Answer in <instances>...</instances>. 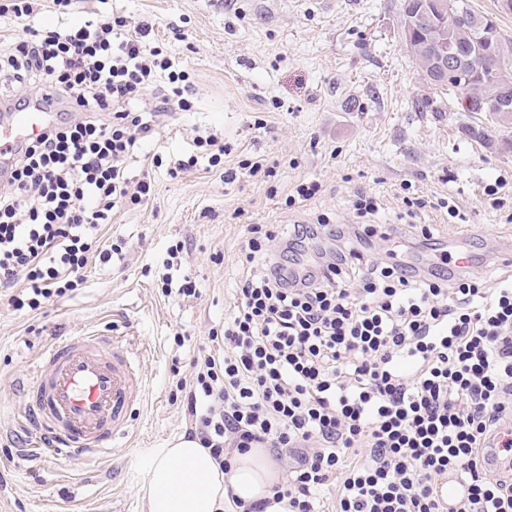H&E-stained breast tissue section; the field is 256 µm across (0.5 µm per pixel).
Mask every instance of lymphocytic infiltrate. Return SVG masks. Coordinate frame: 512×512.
Returning <instances> with one entry per match:
<instances>
[{
  "label": "lymphocytic infiltrate",
  "mask_w": 512,
  "mask_h": 512,
  "mask_svg": "<svg viewBox=\"0 0 512 512\" xmlns=\"http://www.w3.org/2000/svg\"><path fill=\"white\" fill-rule=\"evenodd\" d=\"M42 9L0 0V18L25 33L0 50V83L15 89L7 109L49 90L69 113L0 173V297L18 311L76 290L90 262L118 253L101 225L150 193L131 164L160 117L197 101L151 25L94 11L44 27ZM150 89L154 105L139 108ZM226 151L208 133L184 157L152 161L175 179L202 160L220 166ZM353 207L362 223L246 226L248 272L208 336L218 350L199 351L176 385L195 436L224 468L253 448L288 456L274 497L290 512H512V481L480 463L512 419V275L490 288L444 253L425 273L397 263L409 250L397 225L365 223L375 198ZM379 240L397 247L376 257ZM447 478L461 489L452 511L439 497Z\"/></svg>",
  "instance_id": "f902f5d3"
}]
</instances>
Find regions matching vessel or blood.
Masks as SVG:
<instances>
[{
  "mask_svg": "<svg viewBox=\"0 0 512 512\" xmlns=\"http://www.w3.org/2000/svg\"><path fill=\"white\" fill-rule=\"evenodd\" d=\"M47 122L39 106L13 113L11 122L0 126V140L8 145L25 140ZM146 394L137 356L122 340L76 333L40 353L39 370L25 390L22 425L41 456L89 461L128 435Z\"/></svg>",
  "mask_w": 512,
  "mask_h": 512,
  "instance_id": "vessel-or-blood-1",
  "label": "vessel or blood"
}]
</instances>
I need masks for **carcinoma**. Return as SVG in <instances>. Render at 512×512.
<instances>
[{
	"mask_svg": "<svg viewBox=\"0 0 512 512\" xmlns=\"http://www.w3.org/2000/svg\"><path fill=\"white\" fill-rule=\"evenodd\" d=\"M447 3L448 15L421 24L417 22L408 29L404 20L413 14L415 2L398 0L402 40L407 52L424 71L429 69L433 51L439 45L464 50L461 82L456 86L464 95L463 108L468 112H488L503 98H512V39L504 38L494 21L484 29L454 19L457 13L473 18L488 17L472 9L469 0H447ZM496 128L512 129V111L497 112L491 126L481 123L469 127L468 132L489 146Z\"/></svg>",
	"mask_w": 512,
	"mask_h": 512,
	"instance_id": "carcinoma-1",
	"label": "carcinoma"
}]
</instances>
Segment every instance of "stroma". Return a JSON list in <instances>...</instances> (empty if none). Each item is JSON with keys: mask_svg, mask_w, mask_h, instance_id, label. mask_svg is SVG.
Wrapping results in <instances>:
<instances>
[{"mask_svg": "<svg viewBox=\"0 0 512 512\" xmlns=\"http://www.w3.org/2000/svg\"><path fill=\"white\" fill-rule=\"evenodd\" d=\"M120 11L154 26L171 42L195 83L196 111L165 117L144 142L135 177L149 176L141 206L114 211L103 237L123 239V254L89 265L86 282L37 311L0 303V512H144L141 489L155 451L191 423L172 399L177 376L223 325L242 276L238 247L247 224L287 225L328 213L355 223L354 194L379 198L375 221L391 224L401 209V186L436 200L452 196L465 220L426 209L441 246L488 262L487 279L504 273L512 252V148H490L464 128L486 121L466 112L463 95L430 85L408 55L392 0H76L70 21L92 9ZM264 128L253 125L254 117ZM223 136L230 154L220 169L170 178L152 164L155 152L179 155L193 138ZM264 156L277 171L279 195L245 176L225 184L223 169ZM322 191L306 206L286 209L284 197L300 180ZM499 184L496 196L485 188ZM183 243L174 282L195 281L198 297L162 295L155 271L167 249ZM111 330L137 352L147 400L127 436L96 460L63 471L32 460L20 427V387L41 347L78 331ZM185 336L177 346L175 335Z\"/></svg>", "mask_w": 512, "mask_h": 512, "instance_id": "35a3bbf8", "label": "stroma"}]
</instances>
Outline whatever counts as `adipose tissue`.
<instances>
[{
    "label": "adipose tissue",
    "mask_w": 512,
    "mask_h": 512,
    "mask_svg": "<svg viewBox=\"0 0 512 512\" xmlns=\"http://www.w3.org/2000/svg\"><path fill=\"white\" fill-rule=\"evenodd\" d=\"M281 479L266 449L235 455L224 470L198 439L182 435L157 450L142 495L146 512H224L232 496L247 504L267 498L265 512H288L287 502L272 499Z\"/></svg>",
    "instance_id": "obj_1"
}]
</instances>
